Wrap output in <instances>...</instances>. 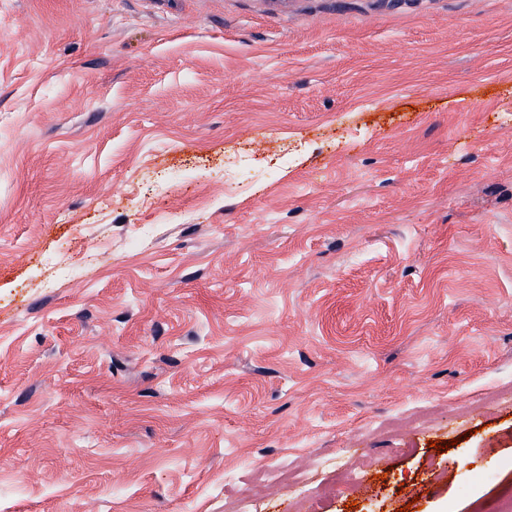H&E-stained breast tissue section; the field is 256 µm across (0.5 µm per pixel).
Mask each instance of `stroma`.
Segmentation results:
<instances>
[{"instance_id": "1", "label": "stroma", "mask_w": 512, "mask_h": 512, "mask_svg": "<svg viewBox=\"0 0 512 512\" xmlns=\"http://www.w3.org/2000/svg\"><path fill=\"white\" fill-rule=\"evenodd\" d=\"M511 488L512 0H0V512Z\"/></svg>"}]
</instances>
